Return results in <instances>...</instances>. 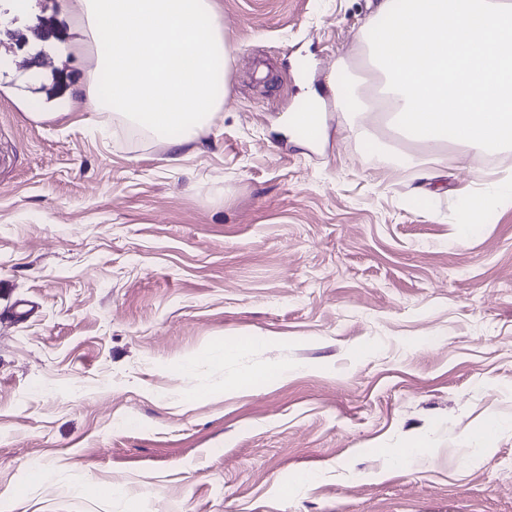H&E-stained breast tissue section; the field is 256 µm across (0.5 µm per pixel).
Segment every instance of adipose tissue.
Returning <instances> with one entry per match:
<instances>
[{
	"label": "adipose tissue",
	"instance_id": "ef3b65f1",
	"mask_svg": "<svg viewBox=\"0 0 512 512\" xmlns=\"http://www.w3.org/2000/svg\"><path fill=\"white\" fill-rule=\"evenodd\" d=\"M93 43L91 112L167 145L199 149L228 95L229 47L214 0H67ZM382 86L371 107L416 151L379 164L433 177L430 161L512 147V0H377L361 32Z\"/></svg>",
	"mask_w": 512,
	"mask_h": 512
}]
</instances>
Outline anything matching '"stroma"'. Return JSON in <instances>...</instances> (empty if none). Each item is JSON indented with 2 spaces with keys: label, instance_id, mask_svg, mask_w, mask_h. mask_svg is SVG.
I'll return each mask as SVG.
<instances>
[{
  "label": "stroma",
  "instance_id": "35a3bbf8",
  "mask_svg": "<svg viewBox=\"0 0 512 512\" xmlns=\"http://www.w3.org/2000/svg\"><path fill=\"white\" fill-rule=\"evenodd\" d=\"M63 2L0 17L53 15L42 76L69 83L32 91L0 40L6 512H512V205L458 234L512 149L414 199L328 87L361 75L374 0H215L229 95L175 158L86 111ZM310 89L299 147L277 121ZM333 91L336 96V103L340 111L342 112L341 115L343 117L344 123L342 124V128L345 132L350 133L351 135L360 136L365 134L364 131L359 130V127L355 124L354 120L350 118L349 107L344 108V102L350 98L351 92L350 89L347 87H344L340 83H338L336 80L332 85Z\"/></svg>",
  "mask_w": 512,
  "mask_h": 512
}]
</instances>
